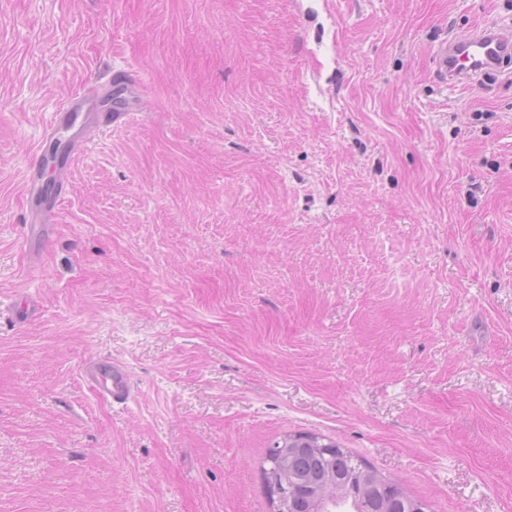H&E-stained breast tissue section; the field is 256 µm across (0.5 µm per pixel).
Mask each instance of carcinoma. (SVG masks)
<instances>
[{"mask_svg": "<svg viewBox=\"0 0 512 512\" xmlns=\"http://www.w3.org/2000/svg\"><path fill=\"white\" fill-rule=\"evenodd\" d=\"M322 445L318 436L290 434L288 451L281 452L279 441L269 448L268 469L285 470L309 489L306 497L286 504V512H431L426 501L406 494L348 450L338 447L329 455ZM319 489L326 495H317Z\"/></svg>", "mask_w": 512, "mask_h": 512, "instance_id": "cac0c4a2", "label": "carcinoma"}]
</instances>
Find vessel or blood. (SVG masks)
Here are the masks:
<instances>
[{
	"label": "vessel or blood",
	"mask_w": 512,
	"mask_h": 512,
	"mask_svg": "<svg viewBox=\"0 0 512 512\" xmlns=\"http://www.w3.org/2000/svg\"><path fill=\"white\" fill-rule=\"evenodd\" d=\"M512 62V33L495 26L474 29L462 40L442 42L433 58L434 72L444 84L460 87L479 85L487 71ZM120 109L111 112H80L75 102L63 104L46 129V138L74 132L82 133L89 125L101 122L112 125L125 121ZM83 377L103 401L124 403L131 399L133 388L128 370L108 358H95L83 366Z\"/></svg>",
	"instance_id": "vessel-or-blood-1"
}]
</instances>
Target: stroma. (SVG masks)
<instances>
[{
	"mask_svg": "<svg viewBox=\"0 0 512 512\" xmlns=\"http://www.w3.org/2000/svg\"><path fill=\"white\" fill-rule=\"evenodd\" d=\"M487 24L512 0H0V306H40L0 321V512H271L291 433L512 512V74L433 67ZM120 70L45 210L52 114ZM83 377L103 401L126 403L133 395L128 370L109 358H95L83 366Z\"/></svg>",
	"mask_w": 512,
	"mask_h": 512,
	"instance_id": "1",
	"label": "stroma"
}]
</instances>
